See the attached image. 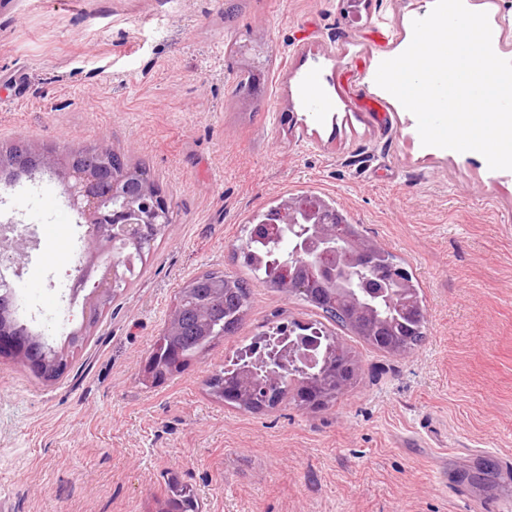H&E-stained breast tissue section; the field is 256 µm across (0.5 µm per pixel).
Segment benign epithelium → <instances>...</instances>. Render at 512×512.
I'll list each match as a JSON object with an SVG mask.
<instances>
[{
    "label": "benign epithelium",
    "mask_w": 512,
    "mask_h": 512,
    "mask_svg": "<svg viewBox=\"0 0 512 512\" xmlns=\"http://www.w3.org/2000/svg\"><path fill=\"white\" fill-rule=\"evenodd\" d=\"M93 156L96 161L89 165L51 150L0 157L2 177L37 168L56 179L69 208L87 226V262L76 267L71 301L77 300L88 282L93 286L83 298L81 324L66 335L63 347L49 344L38 333L33 337L36 349L28 351L9 337V331L0 332V355L23 359L44 379H57L66 372L69 351L84 342L112 293L129 281L135 261L145 257L146 244L167 233L172 224L167 200L139 169L117 166L107 143L96 145ZM338 222L340 212L319 197L289 198L269 209L261 220L290 231L296 237V256L315 266L320 277L334 287L347 290L363 281L365 287L375 288L384 283L401 307L415 306L408 270L384 260L386 250L373 241L339 236L334 227ZM31 241L32 232L17 230L13 220L1 223L0 267L20 276L27 258L25 248Z\"/></svg>",
    "instance_id": "1"
}]
</instances>
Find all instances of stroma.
<instances>
[{
	"mask_svg": "<svg viewBox=\"0 0 512 512\" xmlns=\"http://www.w3.org/2000/svg\"><path fill=\"white\" fill-rule=\"evenodd\" d=\"M230 2L0 0V141L108 143L149 168L173 219L64 376L0 357V512H158L171 478L200 512H469L512 460V170L423 146L375 82L435 0H245L229 19ZM466 2L512 60V0ZM245 59L260 97L243 107ZM302 196L401 260L427 309L422 344L390 355L337 329L357 386L320 413L285 401L250 415L215 400L207 377L272 316L320 318L254 278L235 336L176 379L144 382L183 283L246 275L244 225ZM11 217L37 237L21 313L62 343L82 319L70 288L86 228L45 175L0 183ZM445 470L463 490L442 485Z\"/></svg>",
	"mask_w": 512,
	"mask_h": 512,
	"instance_id": "35a3bbf8",
	"label": "stroma"
}]
</instances>
